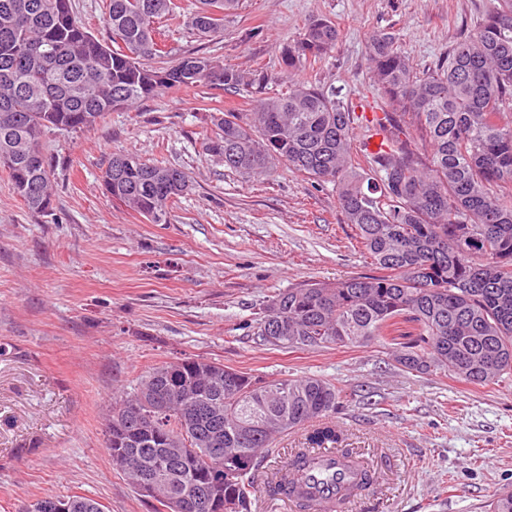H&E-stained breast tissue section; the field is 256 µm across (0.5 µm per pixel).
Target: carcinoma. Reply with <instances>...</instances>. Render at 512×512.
<instances>
[{
  "mask_svg": "<svg viewBox=\"0 0 512 512\" xmlns=\"http://www.w3.org/2000/svg\"><path fill=\"white\" fill-rule=\"evenodd\" d=\"M109 41L95 38L70 0H0V167L36 213L51 210V130L95 126L106 114L161 91L243 84L253 112H213L205 150L224 168L266 175L283 162L315 187L332 185L370 272L310 281L278 293L255 335L284 349L369 346L386 320L412 313L422 333L394 361L409 373L443 372L475 385L512 378V0L427 71L387 32L367 46L379 113L360 117L336 94L301 77L332 52L336 23L310 19L281 47L283 75L248 74L203 55L174 65L158 42L159 20L178 0H107ZM240 0H200L189 25L201 39L224 33ZM286 92L266 97L271 83ZM382 137L379 151L367 142ZM112 199L152 224L168 223L188 175L137 155L114 154L102 174ZM346 392L329 379H267L220 362L184 358L151 368L137 391L112 405L106 450L112 467L162 507L188 490L221 512H252L261 458L277 438L308 423L315 445L336 444ZM69 512H104L85 495Z\"/></svg>",
  "mask_w": 512,
  "mask_h": 512,
  "instance_id": "1",
  "label": "carcinoma"
}]
</instances>
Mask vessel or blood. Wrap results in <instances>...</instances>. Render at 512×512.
Here are the masks:
<instances>
[{
	"instance_id": "b4317fda",
	"label": "vessel or blood",
	"mask_w": 512,
	"mask_h": 512,
	"mask_svg": "<svg viewBox=\"0 0 512 512\" xmlns=\"http://www.w3.org/2000/svg\"><path fill=\"white\" fill-rule=\"evenodd\" d=\"M306 457L301 468L277 475L279 494L292 504L313 502L322 512H357V486L380 489L391 469L390 458L382 454L347 457L337 448H314Z\"/></svg>"
}]
</instances>
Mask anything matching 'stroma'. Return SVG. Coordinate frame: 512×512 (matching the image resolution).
Listing matches in <instances>:
<instances>
[{"label":"stroma","mask_w":512,"mask_h":512,"mask_svg":"<svg viewBox=\"0 0 512 512\" xmlns=\"http://www.w3.org/2000/svg\"><path fill=\"white\" fill-rule=\"evenodd\" d=\"M494 0H242L224 33L201 41L188 26L197 0H182L167 28L169 61L189 53L242 71L282 70L280 47L305 22L338 25L335 49L306 77L356 113L374 105L366 46L391 32L414 67L446 57ZM250 92L206 86L168 90L109 112L90 129L51 131L53 211L31 212L0 169V512L46 495H88L105 512H155L114 470L105 448L112 403L147 372L205 358L266 378L321 376L353 396L338 410L342 447L394 455L375 512H487L512 490V382L468 384L407 373L390 353L421 332L405 313L367 347L281 349L249 328L279 291L367 270L332 186L277 164L265 176L225 170L205 149L212 112H250ZM115 153L185 171L190 188L169 221L153 224L104 195ZM305 431L278 440L255 485L253 512H289L267 491L276 468L303 447Z\"/></svg>","instance_id":"35a3bbf8"}]
</instances>
